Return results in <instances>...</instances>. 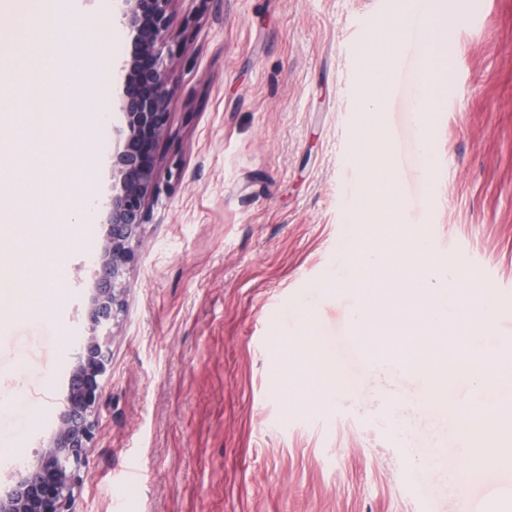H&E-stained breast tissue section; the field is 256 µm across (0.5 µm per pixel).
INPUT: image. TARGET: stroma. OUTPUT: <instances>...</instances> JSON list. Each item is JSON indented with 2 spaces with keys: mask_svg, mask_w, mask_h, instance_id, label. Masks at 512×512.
Masks as SVG:
<instances>
[{
  "mask_svg": "<svg viewBox=\"0 0 512 512\" xmlns=\"http://www.w3.org/2000/svg\"><path fill=\"white\" fill-rule=\"evenodd\" d=\"M87 53L123 59L129 37L115 0H81ZM456 75L437 121L418 124L419 49L395 40L392 0H175L167 64L174 96L160 143L180 175L151 205L110 338L112 367L99 433L75 512H477L512 507V470L462 474L470 454L462 408H512V380L448 382L430 405L423 378L348 342L355 297L333 289L341 252L366 240L353 224L359 191L392 176L409 236L426 239L459 275L489 288L498 309L485 351L512 338V0L476 11L446 7ZM15 67L0 43V145L13 113L39 107L44 49ZM364 123L390 156L353 152ZM118 117L89 119L96 200L112 195ZM68 268L54 275L67 302L0 310V477L13 481L59 423L70 352L93 288L97 208ZM312 326L342 387L331 407L299 403L313 375L290 342Z\"/></svg>",
  "mask_w": 512,
  "mask_h": 512,
  "instance_id": "1",
  "label": "stroma"
}]
</instances>
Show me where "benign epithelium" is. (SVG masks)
<instances>
[{
  "label": "benign epithelium",
  "instance_id": "7a95c632",
  "mask_svg": "<svg viewBox=\"0 0 512 512\" xmlns=\"http://www.w3.org/2000/svg\"><path fill=\"white\" fill-rule=\"evenodd\" d=\"M115 20L130 37L129 57L117 64L112 146V196L102 204L107 234L90 259L94 286L85 334L78 338L60 423L18 480L0 492V512H73L82 469L94 448L102 385L111 365L108 338L125 310L127 274L136 261L150 202L172 169H162L158 146L170 126L172 90L162 47L171 37L175 0H119Z\"/></svg>",
  "mask_w": 512,
  "mask_h": 512
}]
</instances>
